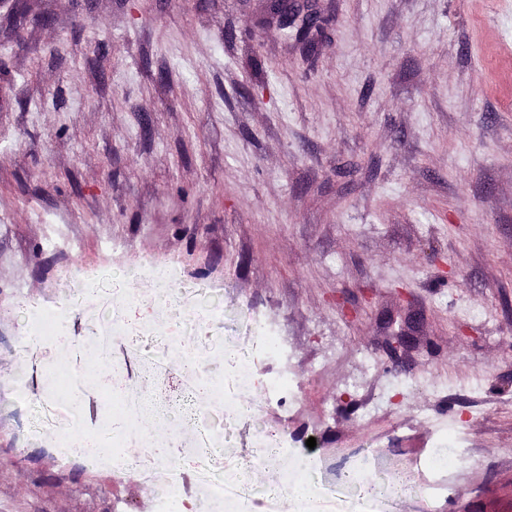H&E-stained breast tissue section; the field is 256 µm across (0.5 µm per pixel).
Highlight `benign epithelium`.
<instances>
[{
  "mask_svg": "<svg viewBox=\"0 0 512 512\" xmlns=\"http://www.w3.org/2000/svg\"><path fill=\"white\" fill-rule=\"evenodd\" d=\"M268 11L276 27H297L307 51L315 45V35L325 24V18L314 7V0H268ZM4 452L9 455L11 466L28 472L27 493L37 500V512H57L53 500L54 490L59 486H66L80 496H90L95 507L87 512H113L116 501L112 500V481L104 482L81 468H60L43 448L29 452L11 444Z\"/></svg>",
  "mask_w": 512,
  "mask_h": 512,
  "instance_id": "1",
  "label": "benign epithelium"
}]
</instances>
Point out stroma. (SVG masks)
I'll return each mask as SVG.
<instances>
[{
  "mask_svg": "<svg viewBox=\"0 0 512 512\" xmlns=\"http://www.w3.org/2000/svg\"><path fill=\"white\" fill-rule=\"evenodd\" d=\"M317 7L308 52L264 0H0V300L94 269L83 308L46 327L85 339L116 311L133 328L158 295L117 286L158 258L180 275L175 317L140 349L113 339V396L151 360L165 414L187 386L169 338L207 337L220 377L218 338L245 316L283 336L297 383L288 406L252 398L211 469L261 487L275 429L314 436L336 478L371 449L414 476L387 512H512V0ZM213 285L220 314L195 305ZM102 395L33 398L91 434ZM444 429L471 458L434 492ZM24 480L0 461V512H35Z\"/></svg>",
  "mask_w": 512,
  "mask_h": 512,
  "instance_id": "stroma-1",
  "label": "stroma"
}]
</instances>
